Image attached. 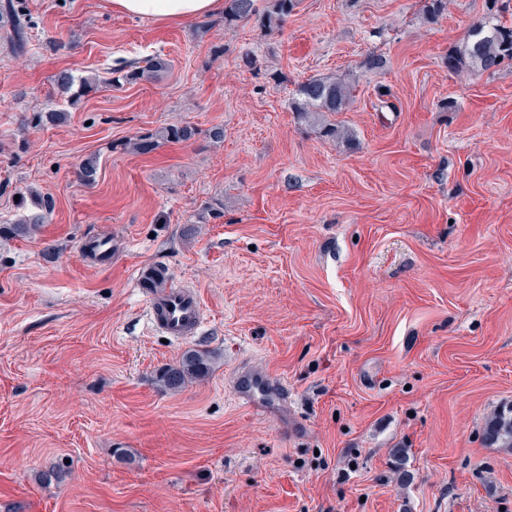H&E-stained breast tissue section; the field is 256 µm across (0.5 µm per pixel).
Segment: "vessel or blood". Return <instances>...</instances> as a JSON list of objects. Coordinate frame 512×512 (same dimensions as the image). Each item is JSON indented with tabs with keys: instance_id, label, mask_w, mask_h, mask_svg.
Instances as JSON below:
<instances>
[{
	"instance_id": "obj_1",
	"label": "vessel or blood",
	"mask_w": 512,
	"mask_h": 512,
	"mask_svg": "<svg viewBox=\"0 0 512 512\" xmlns=\"http://www.w3.org/2000/svg\"><path fill=\"white\" fill-rule=\"evenodd\" d=\"M144 301L153 329L177 341H186L199 334L204 307L197 288L180 283L162 292L148 290L144 293ZM233 389L243 404L256 410L265 401L280 406L288 402V388L282 380L250 367L237 372Z\"/></svg>"
}]
</instances>
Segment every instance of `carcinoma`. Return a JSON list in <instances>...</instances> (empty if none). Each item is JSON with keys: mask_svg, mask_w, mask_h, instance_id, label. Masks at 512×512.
Segmentation results:
<instances>
[{"mask_svg": "<svg viewBox=\"0 0 512 512\" xmlns=\"http://www.w3.org/2000/svg\"><path fill=\"white\" fill-rule=\"evenodd\" d=\"M297 0H272L266 21L273 23L288 16L296 7ZM256 14L255 0H225L224 23L248 19ZM11 26L9 44L18 53L27 45V22L15 0H0V20ZM512 59V28L490 21L475 24L462 50L448 57V69L460 71L467 65L481 72L495 71L501 61ZM168 67L159 55L135 60H123L112 68V83L131 84L152 78L155 73ZM58 89L67 95V102H77L89 90L90 84L63 70L55 77ZM352 101L351 85L336 77H310L297 89L295 112L303 118L320 112H344ZM196 135V129L189 126L172 125L164 131V138L170 142H188ZM97 160L93 157L78 166V176L87 186L97 178ZM44 223V216L33 214L14 223L5 221L0 225V235L11 239L31 236ZM210 372V356L202 351L189 350L179 362L160 371L157 382L161 388L177 391L193 379L207 376ZM484 440L501 448H512V407L496 415L485 427Z\"/></svg>", "mask_w": 512, "mask_h": 512, "instance_id": "carcinoma-1", "label": "carcinoma"}]
</instances>
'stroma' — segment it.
I'll list each match as a JSON object with an SVG mask.
<instances>
[{"mask_svg":"<svg viewBox=\"0 0 512 512\" xmlns=\"http://www.w3.org/2000/svg\"><path fill=\"white\" fill-rule=\"evenodd\" d=\"M19 3L0 222L52 208L0 241V512H512V448L483 438L512 405V61L448 69L474 23L512 26V0H298L270 27ZM150 54L157 79L109 83ZM63 70L93 83L72 105ZM313 76L345 77L349 109L299 117ZM186 124L194 139L163 140ZM100 234L104 267L81 254ZM157 265L199 289L200 339L151 328L134 280ZM195 349L209 374L162 390ZM246 365L287 383L285 417L235 399Z\"/></svg>","mask_w":512,"mask_h":512,"instance_id":"35a3bbf8","label":"stroma"}]
</instances>
